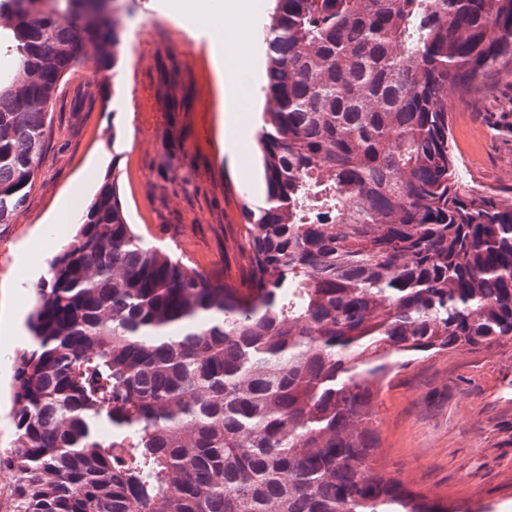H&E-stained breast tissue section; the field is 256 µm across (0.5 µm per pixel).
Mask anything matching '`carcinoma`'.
Listing matches in <instances>:
<instances>
[{
  "label": "carcinoma",
  "mask_w": 512,
  "mask_h": 512,
  "mask_svg": "<svg viewBox=\"0 0 512 512\" xmlns=\"http://www.w3.org/2000/svg\"><path fill=\"white\" fill-rule=\"evenodd\" d=\"M95 2L0 0V224L64 77L121 63ZM263 36L246 272L147 243L104 180L27 320L10 512H445L369 422L396 369L512 342V196L460 180L448 109L512 61V0H276Z\"/></svg>",
  "instance_id": "1"
}]
</instances>
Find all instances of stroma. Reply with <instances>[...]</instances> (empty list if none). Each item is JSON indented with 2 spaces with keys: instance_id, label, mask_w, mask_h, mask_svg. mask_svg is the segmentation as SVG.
Instances as JSON below:
<instances>
[{
  "instance_id": "35a3bbf8",
  "label": "stroma",
  "mask_w": 512,
  "mask_h": 512,
  "mask_svg": "<svg viewBox=\"0 0 512 512\" xmlns=\"http://www.w3.org/2000/svg\"><path fill=\"white\" fill-rule=\"evenodd\" d=\"M167 0H118L124 59L100 84L89 66L63 80L50 114L41 168L23 208L0 224V281L27 297L47 279L51 215L76 181L94 195L104 170L118 174L136 231L200 270L238 279L246 260L239 229L244 204L261 203L258 153H230L219 124L220 90L205 25L169 13ZM452 147L469 185L512 190V63L488 75L481 92L449 93ZM41 254L23 265L19 250ZM25 327L0 335V449L14 440L15 364ZM379 469L412 494L469 512H512V343L464 347L396 369L375 402Z\"/></svg>"
}]
</instances>
